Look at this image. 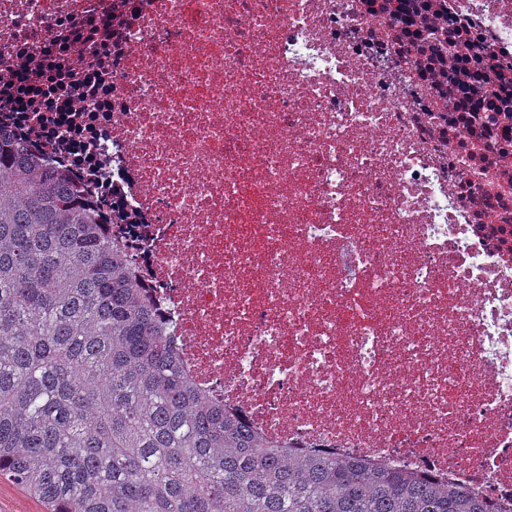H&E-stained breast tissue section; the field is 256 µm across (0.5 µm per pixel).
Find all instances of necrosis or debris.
<instances>
[{
    "mask_svg": "<svg viewBox=\"0 0 512 512\" xmlns=\"http://www.w3.org/2000/svg\"><path fill=\"white\" fill-rule=\"evenodd\" d=\"M0 128L200 389L512 506V0H0Z\"/></svg>",
    "mask_w": 512,
    "mask_h": 512,
    "instance_id": "obj_1",
    "label": "necrosis or debris"
}]
</instances>
